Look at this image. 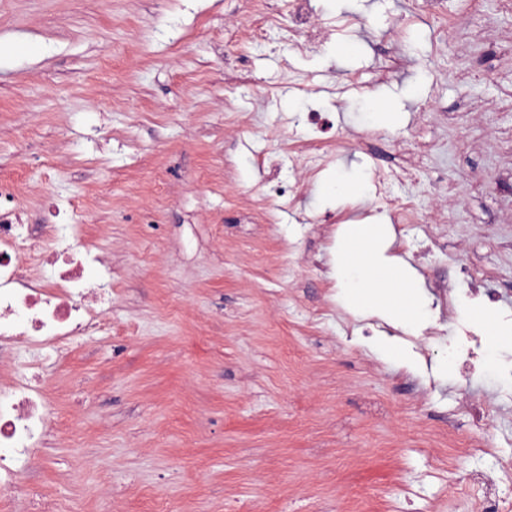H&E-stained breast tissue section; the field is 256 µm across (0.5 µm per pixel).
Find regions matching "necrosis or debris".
<instances>
[{"label": "necrosis or debris", "instance_id": "necrosis-or-debris-1", "mask_svg": "<svg viewBox=\"0 0 512 512\" xmlns=\"http://www.w3.org/2000/svg\"><path fill=\"white\" fill-rule=\"evenodd\" d=\"M50 223H22L20 209L0 213V498L34 496L20 481L51 431L55 410L44 370L91 336L112 333V262L88 225L71 224L53 206Z\"/></svg>", "mask_w": 512, "mask_h": 512}]
</instances>
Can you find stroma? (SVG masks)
Instances as JSON below:
<instances>
[{
	"label": "stroma",
	"instance_id": "obj_1",
	"mask_svg": "<svg viewBox=\"0 0 512 512\" xmlns=\"http://www.w3.org/2000/svg\"><path fill=\"white\" fill-rule=\"evenodd\" d=\"M270 2L256 42L250 0H0V181L29 224L106 188L84 221L116 290L111 335L50 373L53 434L21 479L57 512H478L487 493L512 512V350L484 333L512 319V10L318 0L336 29L300 53ZM330 134L346 148L286 149ZM411 160L395 191L447 210L392 246L435 310L400 336L423 375L371 352L387 324L329 276L340 225L386 213L378 170ZM355 177L360 197L324 196ZM468 266L486 279L447 308Z\"/></svg>",
	"mask_w": 512,
	"mask_h": 512
}]
</instances>
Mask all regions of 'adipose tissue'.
Returning <instances> with one entry per match:
<instances>
[{
  "mask_svg": "<svg viewBox=\"0 0 512 512\" xmlns=\"http://www.w3.org/2000/svg\"><path fill=\"white\" fill-rule=\"evenodd\" d=\"M391 243L389 225H346L336 241L331 276L345 306L417 333L433 316L431 300L415 270L390 254Z\"/></svg>",
  "mask_w": 512,
  "mask_h": 512,
  "instance_id": "ef3b65f1",
  "label": "adipose tissue"
}]
</instances>
